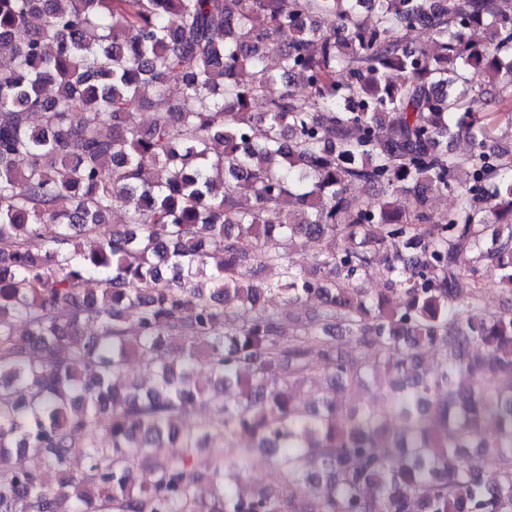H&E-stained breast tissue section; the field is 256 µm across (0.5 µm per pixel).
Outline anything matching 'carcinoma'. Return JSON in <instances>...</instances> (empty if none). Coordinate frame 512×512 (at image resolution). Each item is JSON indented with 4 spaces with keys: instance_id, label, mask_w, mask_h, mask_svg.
I'll use <instances>...</instances> for the list:
<instances>
[{
    "instance_id": "1",
    "label": "carcinoma",
    "mask_w": 512,
    "mask_h": 512,
    "mask_svg": "<svg viewBox=\"0 0 512 512\" xmlns=\"http://www.w3.org/2000/svg\"><path fill=\"white\" fill-rule=\"evenodd\" d=\"M0 57V512H512V0H0ZM245 479L247 482L275 483L279 480V473L265 454L256 453Z\"/></svg>"
}]
</instances>
